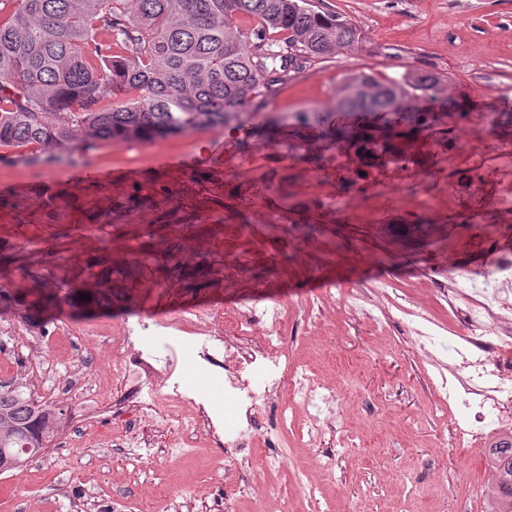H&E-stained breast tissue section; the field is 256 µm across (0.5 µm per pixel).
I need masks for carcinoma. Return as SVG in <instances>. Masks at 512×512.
<instances>
[{
    "label": "carcinoma",
    "mask_w": 512,
    "mask_h": 512,
    "mask_svg": "<svg viewBox=\"0 0 512 512\" xmlns=\"http://www.w3.org/2000/svg\"><path fill=\"white\" fill-rule=\"evenodd\" d=\"M242 16L259 28L245 29ZM359 26L308 0H0V146L88 150L98 141L150 142L190 130L242 124L264 111L305 65L362 44ZM121 54H114V48ZM449 79L418 73L402 79L365 73L336 95L338 112L423 111ZM112 99L100 111L99 101ZM369 140L395 160L390 139ZM94 309L112 284L87 273ZM41 314H54L65 276L31 285ZM68 407L36 401L19 382L0 390V472L44 453ZM499 497L493 512H512V439L489 450Z\"/></svg>",
    "instance_id": "1"
}]
</instances>
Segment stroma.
I'll use <instances>...</instances> for the list:
<instances>
[{
	"label": "stroma",
	"instance_id": "1",
	"mask_svg": "<svg viewBox=\"0 0 512 512\" xmlns=\"http://www.w3.org/2000/svg\"><path fill=\"white\" fill-rule=\"evenodd\" d=\"M317 10L350 18L361 48L315 62L272 98L252 124H230L151 142L101 141L88 151L0 146V291L12 294L85 266L111 277L112 307L84 317L61 302L52 321L28 323L23 307L0 313V383L23 377L32 394L64 402V425L45 453L0 474V512H251L258 492L296 512H490L496 484L486 445H443L452 417L434 412L435 389L410 340L421 317L439 335L467 333V299L449 292L448 273L481 277L512 256V215L480 221L438 204L407 216L390 209L365 217L367 186L336 180L329 157L349 159L351 143L325 138L302 111H330L337 126L374 134L378 115L332 113L336 89L362 73L449 77L447 109L418 134L397 142L419 155L405 172L417 189L459 167L430 144L471 114H497L469 151L512 145V0H312ZM181 159L160 168L158 157ZM354 196L344 212L327 208L337 193ZM384 264H377V257ZM363 295L372 318L337 309L340 291ZM280 308L292 360L327 384L345 380L336 423L322 441L336 469L318 472L320 502L303 497L296 477L318 451L300 441L303 413L288 429L284 469L256 459L229 460L205 438L179 459L167 456L177 430L136 424L149 447L131 453L112 440V420L90 418L80 389L61 388L81 373L113 407L125 403L112 382V340L165 335L190 312L203 321L227 312ZM180 377L209 413L232 421L222 376L196 362L199 331L186 328ZM355 445L340 447L342 438Z\"/></svg>",
	"mask_w": 512,
	"mask_h": 512
}]
</instances>
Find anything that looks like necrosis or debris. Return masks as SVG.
<instances>
[{
	"instance_id": "necrosis-or-debris-1",
	"label": "necrosis or debris",
	"mask_w": 512,
	"mask_h": 512,
	"mask_svg": "<svg viewBox=\"0 0 512 512\" xmlns=\"http://www.w3.org/2000/svg\"><path fill=\"white\" fill-rule=\"evenodd\" d=\"M471 127L461 126L451 131L448 140L432 143L431 151L442 154L453 149L461 152L462 161L472 175L463 183L456 176L439 182L434 188L416 193L417 209H433L440 198L455 200L476 196L490 170L512 171V148L489 145L480 154L466 152V139ZM453 287L465 288L482 299V309L470 312L467 334L442 339L432 329L417 330L413 344L423 352L434 369L437 405L454 415L453 435L456 444L468 446L481 442L488 428L494 425L512 426V298L505 291L512 285V263L502 262L483 279L471 277L453 279ZM503 321L500 329L484 325L482 314ZM264 329L256 346L246 352L233 353L230 343L238 329V320L226 316L222 325L206 336L198 352L199 363L208 371L223 374L224 399L232 403L237 421L219 424L205 406L190 394L180 391L172 377L182 357L185 339L171 335L165 341L156 337H140L132 351L114 350L113 374L122 384L136 380L135 368H149L157 379L156 385L138 389L132 402V414H152L155 423L179 429L183 437L176 442L172 457L191 447L192 438L207 433L213 442L222 443L227 456H235L249 447L260 450L259 464L264 471L274 472L284 466L285 434L293 409L305 412L306 443L316 446L336 401L334 388L321 382L306 366L293 363L280 332L281 312L276 308L263 310L259 316ZM448 347L455 363L445 366L437 358L440 347ZM177 396L181 409L175 413L159 412L160 403ZM276 406L273 428L246 439L244 423L253 422L267 404Z\"/></svg>"
}]
</instances>
